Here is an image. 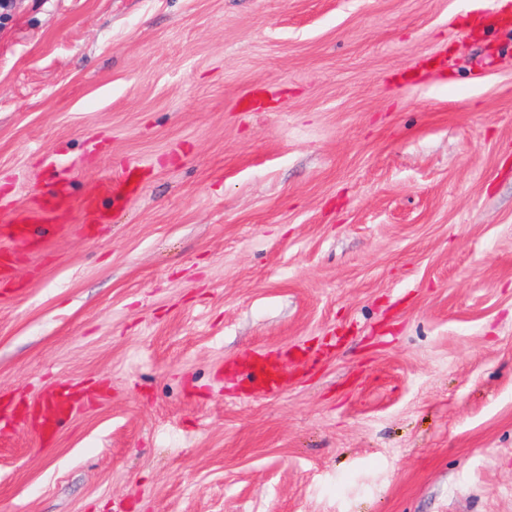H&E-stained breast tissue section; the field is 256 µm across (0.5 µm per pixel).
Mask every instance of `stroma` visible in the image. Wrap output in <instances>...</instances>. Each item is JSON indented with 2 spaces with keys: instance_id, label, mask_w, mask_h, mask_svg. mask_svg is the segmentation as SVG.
Listing matches in <instances>:
<instances>
[{
  "instance_id": "35a3bbf8",
  "label": "stroma",
  "mask_w": 512,
  "mask_h": 512,
  "mask_svg": "<svg viewBox=\"0 0 512 512\" xmlns=\"http://www.w3.org/2000/svg\"><path fill=\"white\" fill-rule=\"evenodd\" d=\"M501 14L5 0L0 212L134 191L0 241V512H512ZM247 379L252 391L257 394H275L284 388L277 366L271 363H260L249 368ZM66 388H60L54 394L52 398L54 400V413L50 423V427L53 431L61 426L75 411L76 407L72 402L69 394H65Z\"/></svg>"
}]
</instances>
